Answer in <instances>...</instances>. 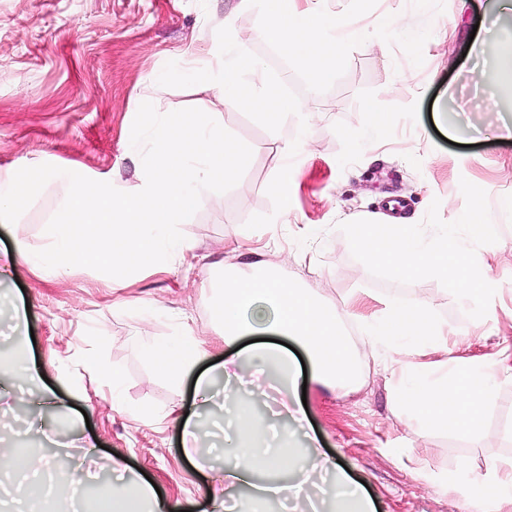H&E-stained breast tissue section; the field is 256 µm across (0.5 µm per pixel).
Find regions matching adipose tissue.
I'll return each instance as SVG.
<instances>
[{
    "label": "adipose tissue",
    "mask_w": 512,
    "mask_h": 512,
    "mask_svg": "<svg viewBox=\"0 0 512 512\" xmlns=\"http://www.w3.org/2000/svg\"><path fill=\"white\" fill-rule=\"evenodd\" d=\"M267 24L265 35L284 52L304 59L322 81L329 80L335 61L363 30L347 18L324 9H300L297 0H261ZM215 63L201 74L225 105L256 111L271 129H279L288 113L299 106L287 95L270 93L260 65L235 42L233 34L214 52ZM255 73L244 82V72ZM212 326L224 332L231 349L228 360L215 369H201L204 353L192 330L153 339L141 350L143 360L175 387L194 379L200 403L214 397L217 376L241 378L258 371L273 379L291 417L300 414V379L310 372L313 381L352 390L362 377L360 360H379L391 382L392 411L427 430L441 429L480 436L485 417L499 391L512 386V364L496 355L478 360L450 357L443 331L429 305L385 302L380 316L365 321L360 341H352L339 324L336 310L311 289L298 286L262 264L225 276L218 299L210 306ZM269 334L268 342L249 345L255 333ZM234 448L224 466V481L235 485L258 475L289 474L308 483L313 470L334 473L325 491L330 512H370L371 500L323 453L306 462L294 432L271 433L245 406L240 394L224 397ZM456 496L486 501L491 512H512V456L494 462L479 476L457 469L438 478ZM82 473L54 466L47 458L31 457L22 434L0 438V512H45L53 502H71L83 484ZM165 503L151 485L133 490L105 482L98 486L92 512H164Z\"/></svg>",
    "instance_id": "adipose-tissue-1"
}]
</instances>
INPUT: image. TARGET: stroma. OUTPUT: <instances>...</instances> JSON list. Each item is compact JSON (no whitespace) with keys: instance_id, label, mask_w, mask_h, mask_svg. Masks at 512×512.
<instances>
[{"instance_id":"stroma-1","label":"stroma","mask_w":512,"mask_h":512,"mask_svg":"<svg viewBox=\"0 0 512 512\" xmlns=\"http://www.w3.org/2000/svg\"><path fill=\"white\" fill-rule=\"evenodd\" d=\"M298 3L327 7L367 33L329 82L315 83L299 57L260 37V5L245 9L241 0H0V173L49 163L91 178L107 175L136 191L142 161L130 133L145 101L165 112L201 109L253 151L233 189L202 193L181 227L191 249L177 272L146 268L117 289L90 268L64 279L26 266L0 274V300L25 305L28 317L19 329L9 314L0 315V344L45 376L23 399L6 388L0 410L25 416L36 456L64 469L81 465L103 480L112 479L117 460L127 469L126 484L151 478L181 512H208L207 490L220 483L224 446L201 442L211 470L187 462L175 415L194 413L193 385L177 390L157 377L142 361L141 344L175 334L188 313L206 364L217 363L226 350L209 307L219 275L256 260L311 287L350 336L383 301L424 300L448 332L451 356L512 353V74L476 65L477 57L512 52V15L499 14V0ZM394 13L403 19L396 29L386 24ZM228 23L265 74L288 77L284 90L300 109L279 130L225 106L197 76ZM369 104L388 117L387 127L367 129ZM298 135L306 152L284 157V142ZM286 161L295 176L283 200L274 183ZM463 179L486 191L499 234L476 250L502 289L483 320L469 318V302L435 280L402 285L373 277L338 228L362 217L386 220L393 201L411 224L422 222L435 200L441 219L454 221L465 207ZM67 190L54 178L23 225L0 223V249L19 240L43 249ZM89 336L97 337L107 364L124 370L123 409L76 365ZM306 400L322 451L366 487L374 512H473L474 501L448 493L437 475L460 467L480 473L512 454L510 386L500 390L482 440L405 425L389 409L384 376L371 368L357 392L311 382ZM86 441L92 454L82 450Z\"/></svg>"}]
</instances>
